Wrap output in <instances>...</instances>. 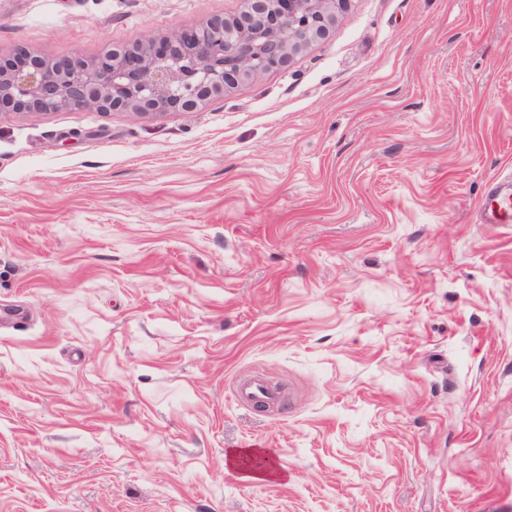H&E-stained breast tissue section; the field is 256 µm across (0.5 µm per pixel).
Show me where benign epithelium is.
Here are the masks:
<instances>
[{
	"label": "benign epithelium",
	"mask_w": 512,
	"mask_h": 512,
	"mask_svg": "<svg viewBox=\"0 0 512 512\" xmlns=\"http://www.w3.org/2000/svg\"><path fill=\"white\" fill-rule=\"evenodd\" d=\"M351 0H245L232 17L113 46L93 58L27 49L0 59V116L61 110L190 112L278 70L326 37Z\"/></svg>",
	"instance_id": "7a95c632"
}]
</instances>
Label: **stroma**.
<instances>
[{
  "mask_svg": "<svg viewBox=\"0 0 512 512\" xmlns=\"http://www.w3.org/2000/svg\"><path fill=\"white\" fill-rule=\"evenodd\" d=\"M242 7L0 0V55ZM510 174L512 0H352L193 112L0 117V512H512ZM512 182L502 180L493 182L488 194L494 195L492 203L496 206L483 212L484 224H512ZM235 397L241 404L251 405L255 401L276 402L277 391L260 378H244L235 383Z\"/></svg>",
  "mask_w": 512,
  "mask_h": 512,
  "instance_id": "obj_1",
  "label": "stroma"
}]
</instances>
